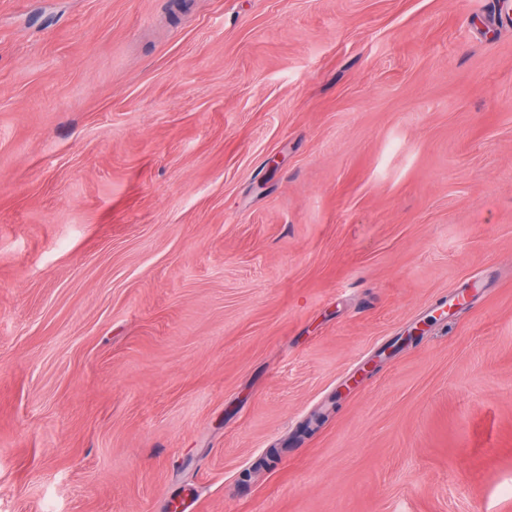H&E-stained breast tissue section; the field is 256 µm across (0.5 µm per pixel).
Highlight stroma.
Here are the masks:
<instances>
[{
  "mask_svg": "<svg viewBox=\"0 0 512 512\" xmlns=\"http://www.w3.org/2000/svg\"><path fill=\"white\" fill-rule=\"evenodd\" d=\"M187 502L512 512V0H0V512Z\"/></svg>",
  "mask_w": 512,
  "mask_h": 512,
  "instance_id": "1",
  "label": "stroma"
}]
</instances>
